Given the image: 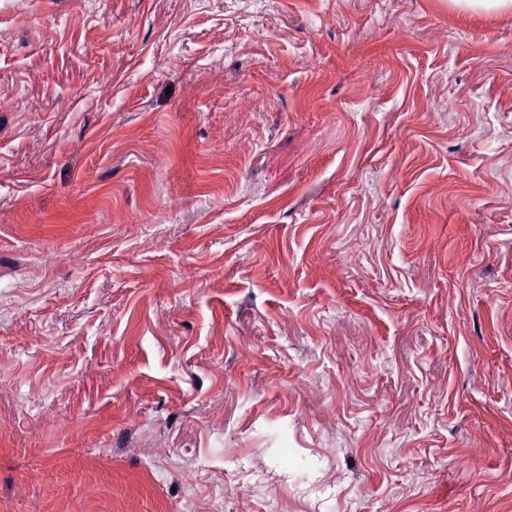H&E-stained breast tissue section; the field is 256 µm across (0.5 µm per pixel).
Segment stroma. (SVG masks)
<instances>
[{"mask_svg":"<svg viewBox=\"0 0 512 512\" xmlns=\"http://www.w3.org/2000/svg\"><path fill=\"white\" fill-rule=\"evenodd\" d=\"M0 512H512V10L0 0Z\"/></svg>","mask_w":512,"mask_h":512,"instance_id":"35a3bbf8","label":"stroma"}]
</instances>
